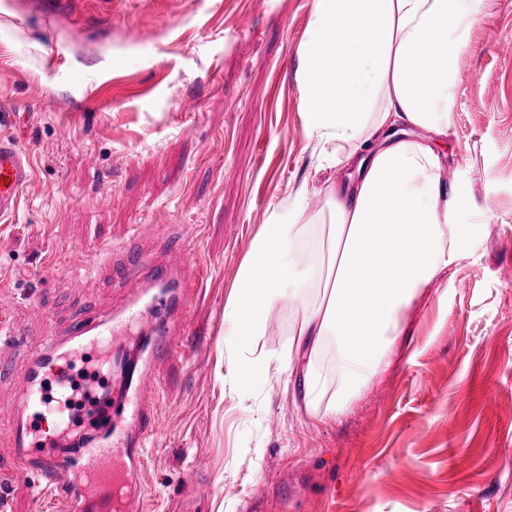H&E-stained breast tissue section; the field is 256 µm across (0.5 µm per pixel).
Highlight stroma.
<instances>
[{"instance_id": "1", "label": "stroma", "mask_w": 512, "mask_h": 512, "mask_svg": "<svg viewBox=\"0 0 512 512\" xmlns=\"http://www.w3.org/2000/svg\"><path fill=\"white\" fill-rule=\"evenodd\" d=\"M314 0H0V108L34 174L0 220V300L28 348L48 322L120 309L132 246L190 260L187 328L156 400L143 512H512V0H485L435 142L473 250L408 314L406 350L342 417L313 422L287 376L241 393L224 305L269 204L318 169L300 110ZM189 249L171 250L181 226ZM24 359L0 348V473ZM263 449L253 460L252 449Z\"/></svg>"}]
</instances>
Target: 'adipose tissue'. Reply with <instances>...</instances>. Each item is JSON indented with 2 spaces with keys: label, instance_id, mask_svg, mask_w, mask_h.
<instances>
[{
  "label": "adipose tissue",
  "instance_id": "obj_1",
  "mask_svg": "<svg viewBox=\"0 0 512 512\" xmlns=\"http://www.w3.org/2000/svg\"><path fill=\"white\" fill-rule=\"evenodd\" d=\"M484 0H315L300 60L306 139L321 166L347 162L319 212L286 194L251 240L224 306V344L241 388L287 375L308 417L345 415L407 335L403 313L470 250L462 194L442 187L441 157L410 129L441 136L455 107L460 48ZM302 313L278 352L258 350L281 304ZM332 345L336 391L315 365Z\"/></svg>",
  "mask_w": 512,
  "mask_h": 512
}]
</instances>
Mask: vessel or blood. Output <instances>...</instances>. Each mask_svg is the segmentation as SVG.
Segmentation results:
<instances>
[{
  "instance_id": "1",
  "label": "vessel or blood",
  "mask_w": 512,
  "mask_h": 512,
  "mask_svg": "<svg viewBox=\"0 0 512 512\" xmlns=\"http://www.w3.org/2000/svg\"><path fill=\"white\" fill-rule=\"evenodd\" d=\"M30 176L27 155L0 136V218L16 210ZM135 273L143 274L148 290L119 312L83 314L63 332H50L35 351L25 347L17 330L5 336L26 363L14 382L12 473L31 482L36 500L64 504L66 512H140L144 486L135 474L145 467L143 446L155 408L143 385L181 338L188 289L198 269L190 262L157 265L129 249L113 266L112 279L123 285ZM78 362L88 368L106 364L107 391L86 426L69 421L45 432L34 420L63 411L64 396L74 391L71 370Z\"/></svg>"
}]
</instances>
